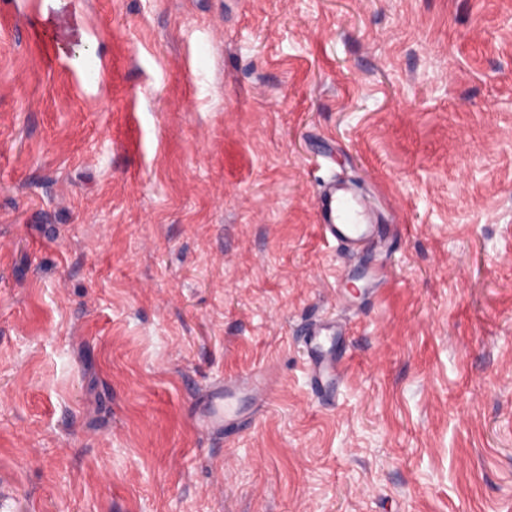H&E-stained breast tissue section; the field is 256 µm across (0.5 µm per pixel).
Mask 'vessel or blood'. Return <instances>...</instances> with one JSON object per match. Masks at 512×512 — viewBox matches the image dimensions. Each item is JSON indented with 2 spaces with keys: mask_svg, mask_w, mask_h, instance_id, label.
<instances>
[{
  "mask_svg": "<svg viewBox=\"0 0 512 512\" xmlns=\"http://www.w3.org/2000/svg\"><path fill=\"white\" fill-rule=\"evenodd\" d=\"M321 231L344 252L363 251L377 233L371 220L372 206L349 182H329L319 201ZM308 375L314 389L339 380L341 359L336 353V338L324 324H317L306 342ZM272 381L259 369L243 377H230L214 383L197 401L193 419L198 429L220 432L241 418L243 405H267Z\"/></svg>",
  "mask_w": 512,
  "mask_h": 512,
  "instance_id": "obj_1",
  "label": "vessel or blood"
}]
</instances>
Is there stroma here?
I'll return each instance as SVG.
<instances>
[{
  "mask_svg": "<svg viewBox=\"0 0 512 512\" xmlns=\"http://www.w3.org/2000/svg\"><path fill=\"white\" fill-rule=\"evenodd\" d=\"M0 505L512 512V0H0ZM318 205L322 233L344 252L360 253L377 233L370 202L345 180L329 182ZM335 331L331 332L323 323L317 324L306 342L308 375L312 387L320 391L329 382L340 380L341 359L336 354ZM272 393V381L264 369L243 377L224 378L197 400L193 415L195 426L206 432H222L242 418L240 412L244 404L267 405Z\"/></svg>",
  "mask_w": 512,
  "mask_h": 512,
  "instance_id": "35a3bbf8",
  "label": "stroma"
}]
</instances>
